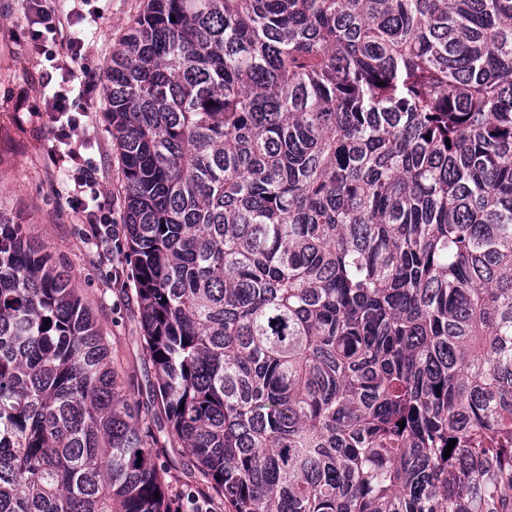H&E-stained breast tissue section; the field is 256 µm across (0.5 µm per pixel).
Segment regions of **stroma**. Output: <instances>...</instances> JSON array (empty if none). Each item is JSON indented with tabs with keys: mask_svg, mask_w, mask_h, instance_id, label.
I'll use <instances>...</instances> for the list:
<instances>
[{
	"mask_svg": "<svg viewBox=\"0 0 512 512\" xmlns=\"http://www.w3.org/2000/svg\"><path fill=\"white\" fill-rule=\"evenodd\" d=\"M56 26L53 41L31 40L34 13L28 0H0V202L23 224L28 236L68 268L85 304L94 313L111 366L125 394L141 415L155 413L151 398L155 368L143 344V331L130 272L114 278L111 263H100L88 246L85 221L74 208L73 183L65 166L51 161L47 143L55 125L46 100L59 88V66L73 37L85 41L80 61L85 80L72 84L71 98L86 111L80 152L97 169L100 201L123 218V189L117 147L107 113L106 70L114 45L144 10L146 0H85L83 21L70 16V0H42ZM166 494L197 493L212 512H229L223 495L200 479L190 460L165 476Z\"/></svg>",
	"mask_w": 512,
	"mask_h": 512,
	"instance_id": "obj_1",
	"label": "stroma"
}]
</instances>
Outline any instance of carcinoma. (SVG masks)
I'll list each match as a JSON object with an SVG mask.
<instances>
[{"mask_svg": "<svg viewBox=\"0 0 512 512\" xmlns=\"http://www.w3.org/2000/svg\"><path fill=\"white\" fill-rule=\"evenodd\" d=\"M106 94L158 413L0 206V512H170L164 440L230 512H512V0H148Z\"/></svg>", "mask_w": 512, "mask_h": 512, "instance_id": "obj_1", "label": "carcinoma"}]
</instances>
